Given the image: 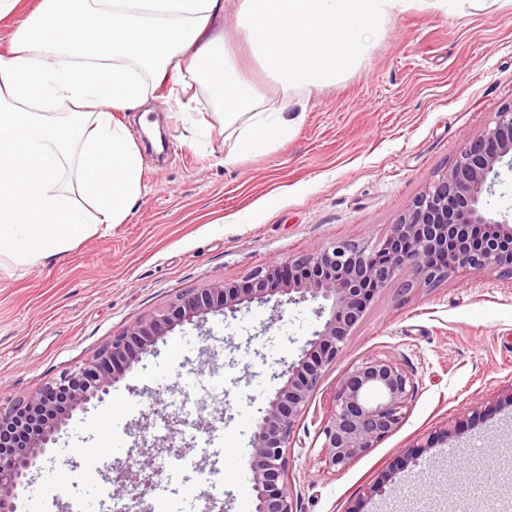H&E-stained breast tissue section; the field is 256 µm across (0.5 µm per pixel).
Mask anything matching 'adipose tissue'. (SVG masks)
I'll return each mask as SVG.
<instances>
[{"mask_svg":"<svg viewBox=\"0 0 512 512\" xmlns=\"http://www.w3.org/2000/svg\"><path fill=\"white\" fill-rule=\"evenodd\" d=\"M487 0H238L249 55L282 92L336 84L369 59L389 20L412 8ZM223 0H0L14 21L0 54V257L33 264L124 223L145 192L143 154L121 115L167 82L191 113L198 87L222 108L228 166L288 140L301 117L242 78L221 27ZM76 109L59 111L60 103ZM76 166L78 207L60 183Z\"/></svg>","mask_w":512,"mask_h":512,"instance_id":"ef3b65f1","label":"adipose tissue"}]
</instances>
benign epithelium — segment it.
Here are the masks:
<instances>
[{
	"label": "benign epithelium",
	"mask_w": 512,
	"mask_h": 512,
	"mask_svg": "<svg viewBox=\"0 0 512 512\" xmlns=\"http://www.w3.org/2000/svg\"><path fill=\"white\" fill-rule=\"evenodd\" d=\"M512 168V103L493 125L468 137L449 171L428 184L378 244L339 240L294 259L254 270L243 284L214 280L180 294L168 308L135 321L91 359L40 387L0 404V512H18L26 470L77 408L102 398L125 369L154 348L175 318L209 313L235 315L241 305L276 294L288 300L329 302V318L300 360L288 367L254 435L252 484L255 512H296L288 486V449L295 425L307 410L323 373L336 364L347 336L375 294L407 271L400 292L434 288L459 271H493L512 278V223L498 219L488 197L495 194L498 166ZM298 297H293V294ZM415 391L413 375L394 358L372 357L343 370L317 437L329 469H344L395 431ZM380 400L372 402L370 393ZM137 504L152 476L126 468L113 480Z\"/></svg>",
	"instance_id": "7a95c632"
}]
</instances>
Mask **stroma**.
Instances as JSON below:
<instances>
[{
  "label": "stroma",
  "instance_id": "35a3bbf8",
  "mask_svg": "<svg viewBox=\"0 0 512 512\" xmlns=\"http://www.w3.org/2000/svg\"><path fill=\"white\" fill-rule=\"evenodd\" d=\"M236 0H224V40L244 75L273 103L289 99L304 118L276 150L224 165V127L207 94L194 118L200 142L185 139L174 97L150 101L149 120L167 150L142 143L146 192L128 220L72 251L21 265L0 261V396L19 398L82 364L138 319L214 280L244 281L256 268L338 240L377 243L407 205L446 172L463 141L512 102V0L464 14L413 9L388 24L369 60L331 86L283 94L251 60L237 30ZM316 302L251 303L236 316L207 314L176 325L126 370L103 399L72 413L37 460L19 500L26 512L113 491V470L133 463L142 440L164 435L158 404L186 426L182 451L158 462L157 480L181 460L204 461L206 442L227 445L224 512L254 500L257 424L324 321ZM394 357L415 381L400 427L349 467L324 472L316 435L342 371ZM194 388H185L190 375ZM512 280L495 273L452 275L404 295L384 288L370 303L297 421L288 452L297 512H512ZM481 418L469 421L472 411ZM124 429V448L102 458L95 485L78 467L84 449ZM447 439H440V429ZM428 449L411 459L413 445ZM481 444L477 470L459 460ZM383 495L368 497L371 485Z\"/></svg>",
  "mask_w": 512,
  "mask_h": 512
}]
</instances>
